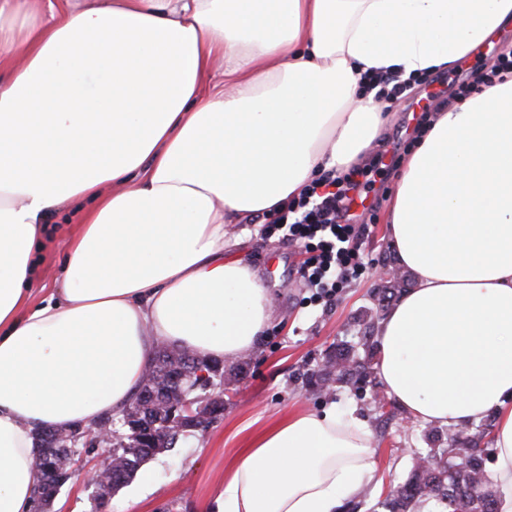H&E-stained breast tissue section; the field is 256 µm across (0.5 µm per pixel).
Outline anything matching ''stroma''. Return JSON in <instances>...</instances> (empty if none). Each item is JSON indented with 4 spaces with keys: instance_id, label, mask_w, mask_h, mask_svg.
I'll return each instance as SVG.
<instances>
[{
    "instance_id": "35a3bbf8",
    "label": "stroma",
    "mask_w": 512,
    "mask_h": 512,
    "mask_svg": "<svg viewBox=\"0 0 512 512\" xmlns=\"http://www.w3.org/2000/svg\"><path fill=\"white\" fill-rule=\"evenodd\" d=\"M491 49L499 54L512 49V24L502 28L488 46L452 68L428 73L407 97L390 101L380 142L366 159L376 174L364 195L375 208L352 209L367 226L360 247L368 270L331 304L308 303L310 291L300 274L303 254L286 240L265 236L262 218L230 226V236L241 240L237 253L271 291L269 326L256 349L224 364V388L233 397L224 405L223 420L207 431L187 432L174 448L143 463V470L152 473L145 499H138L131 486H124L113 495L108 512H203L204 504L213 503L225 471L250 439L299 409L334 407L353 412L375 438V480L346 502L341 512H383L382 501L407 478L418 456L431 448L447 447L448 427L415 422L400 408L391 421L380 422L370 396H359L346 384L320 389L312 384L311 375L321 368L327 353L339 350L377 364L378 347L366 339L369 326L379 325L385 316L377 294L394 284L403 291L412 285L397 263L385 224L398 168L419 137L426 110L421 98L429 91L451 97L457 75L488 65ZM69 231V225L51 217L38 283H51L58 276Z\"/></svg>"
}]
</instances>
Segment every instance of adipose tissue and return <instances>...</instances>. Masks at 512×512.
Returning a JSON list of instances; mask_svg holds the SVG:
<instances>
[{"mask_svg":"<svg viewBox=\"0 0 512 512\" xmlns=\"http://www.w3.org/2000/svg\"><path fill=\"white\" fill-rule=\"evenodd\" d=\"M511 22L512 0H0V512L30 508L35 430L118 414L156 344L253 349L272 298L226 228L373 150L370 77L452 67ZM55 213L77 224L37 300ZM385 231L413 285L376 331L384 390L426 424L493 417L512 512V73L430 115ZM374 473L361 422L298 411L216 509L339 512Z\"/></svg>","mask_w":512,"mask_h":512,"instance_id":"ef3b65f1","label":"adipose tissue"}]
</instances>
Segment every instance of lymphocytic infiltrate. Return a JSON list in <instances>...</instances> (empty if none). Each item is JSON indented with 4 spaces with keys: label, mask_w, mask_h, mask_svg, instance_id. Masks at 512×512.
Masks as SVG:
<instances>
[{
    "label": "lymphocytic infiltrate",
    "mask_w": 512,
    "mask_h": 512,
    "mask_svg": "<svg viewBox=\"0 0 512 512\" xmlns=\"http://www.w3.org/2000/svg\"><path fill=\"white\" fill-rule=\"evenodd\" d=\"M366 174V168L355 167L340 175H320L299 199L272 213L263 226L266 235L283 236L301 248L305 256L301 272L314 290V300L334 301L341 288L366 268L359 245L365 227L348 221Z\"/></svg>",
    "instance_id": "f902f5d3"
}]
</instances>
